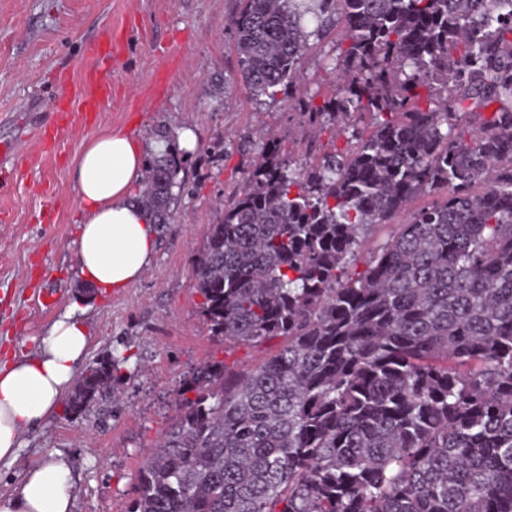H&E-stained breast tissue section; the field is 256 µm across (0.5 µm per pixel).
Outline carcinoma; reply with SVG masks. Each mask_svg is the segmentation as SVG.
Here are the masks:
<instances>
[{"instance_id":"carcinoma-1","label":"carcinoma","mask_w":512,"mask_h":512,"mask_svg":"<svg viewBox=\"0 0 512 512\" xmlns=\"http://www.w3.org/2000/svg\"><path fill=\"white\" fill-rule=\"evenodd\" d=\"M230 27L252 94L307 97L311 131L347 149L294 168L270 150L211 225L194 278L211 335L283 344L186 380L129 512H512V0H241ZM333 28L318 105L302 62ZM185 164L149 161L153 223ZM119 363H94L70 410ZM402 219L403 216L399 215L393 219L390 224L379 225L372 228L365 238L357 260L350 265L349 270H363L365 268V260L368 258L369 253L379 248L397 233L399 229L397 224H402Z\"/></svg>"}]
</instances>
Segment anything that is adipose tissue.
<instances>
[{
    "mask_svg": "<svg viewBox=\"0 0 512 512\" xmlns=\"http://www.w3.org/2000/svg\"><path fill=\"white\" fill-rule=\"evenodd\" d=\"M144 165L142 144L112 130L90 139L74 162L80 207L76 275L99 290L131 287L153 258L155 226L130 200ZM87 347L83 321L67 312L49 326L34 354L0 366V462H16L24 434L58 409ZM72 507L71 468L52 454L26 469L15 494L0 497V512Z\"/></svg>",
    "mask_w": 512,
    "mask_h": 512,
    "instance_id": "1",
    "label": "adipose tissue"
}]
</instances>
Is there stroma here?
I'll use <instances>...</instances> for the list:
<instances>
[{"label": "stroma", "mask_w": 512, "mask_h": 512, "mask_svg": "<svg viewBox=\"0 0 512 512\" xmlns=\"http://www.w3.org/2000/svg\"><path fill=\"white\" fill-rule=\"evenodd\" d=\"M239 0H0V140L17 159L0 191V353H35L44 330L65 311L89 334L85 372L122 356L113 390L87 410L60 405L28 432L18 460L0 463V496L12 494L23 469L53 453L66 459L73 512H127L142 462L178 414L186 379L221 362L238 370L279 346L237 345L211 336L194 287V269L210 225L244 189L261 153L300 164L331 152L336 131L311 136L287 91L255 97L236 65L229 18ZM111 34L113 100L75 126L47 104L57 84L81 85L94 47ZM335 38L312 42L303 60L306 88L317 98L332 86ZM188 126L185 189L141 279L102 294L76 277L73 241L79 219L74 160L104 129L141 141L155 155L158 127Z\"/></svg>", "instance_id": "1"}]
</instances>
